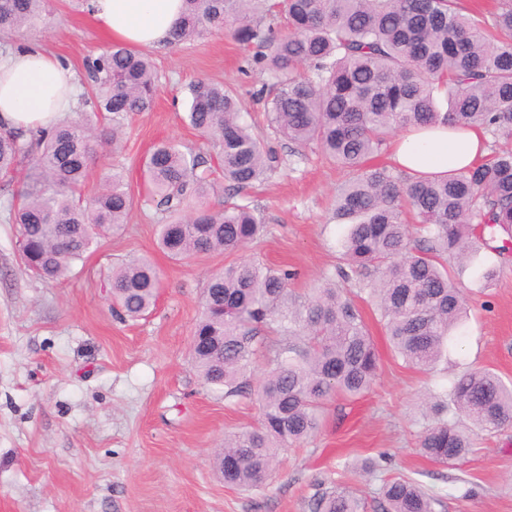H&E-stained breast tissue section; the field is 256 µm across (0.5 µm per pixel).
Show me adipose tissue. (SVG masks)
<instances>
[{"label": "adipose tissue", "mask_w": 512, "mask_h": 512, "mask_svg": "<svg viewBox=\"0 0 512 512\" xmlns=\"http://www.w3.org/2000/svg\"><path fill=\"white\" fill-rule=\"evenodd\" d=\"M91 18L112 41L158 48L181 14L182 0H91ZM79 82L58 57L31 45L0 53V125L48 129L73 112ZM487 154L482 129L410 128L391 144L395 166L418 179L475 166Z\"/></svg>", "instance_id": "obj_1"}]
</instances>
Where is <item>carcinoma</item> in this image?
Returning a JSON list of instances; mask_svg holds the SVG:
<instances>
[{
    "instance_id": "carcinoma-1",
    "label": "carcinoma",
    "mask_w": 512,
    "mask_h": 512,
    "mask_svg": "<svg viewBox=\"0 0 512 512\" xmlns=\"http://www.w3.org/2000/svg\"><path fill=\"white\" fill-rule=\"evenodd\" d=\"M171 43L230 33L274 83L256 93L273 132L313 148L344 169L334 215L345 226L339 274L359 277L357 294L374 306L393 352L420 371L448 356L464 332L467 304L459 279L474 243L512 251V150L441 178L410 181L375 165L391 136L411 126L479 127L512 140V0L490 17L464 14L457 0H183ZM48 0H0V34L42 31ZM283 18L276 37L266 17ZM88 87L78 111L50 130H0V177L19 176L8 220L18 225L19 257L33 276L67 277L99 240L125 230L134 197L124 168L82 185L102 144L117 151L120 120L149 111L157 84L151 57L115 43L84 61ZM235 88L200 78L189 86L185 121L208 150L173 141L151 150L144 176L159 197L157 247L180 261L246 249L264 230L247 204L211 198L219 172L238 192L264 179L271 154L241 120ZM112 133L102 137V123ZM457 261L452 265L450 260ZM293 273L253 259L224 266L205 285L192 361L211 391L231 400L251 394L255 356L267 368L257 387L261 416L224 438L215 468L224 484H267L280 456L316 435L333 397L364 393L379 356L358 307L333 279L297 299ZM157 265L140 257L112 270L113 305L136 319L152 310ZM417 440L429 461L465 458L478 432L512 425V385L488 369L451 379ZM478 432H468L460 421ZM442 501L415 481L383 480L377 512H436ZM361 497L328 474L307 512H364Z\"/></svg>"
}]
</instances>
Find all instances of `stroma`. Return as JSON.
I'll use <instances>...</instances> for the list:
<instances>
[{
	"label": "stroma",
	"instance_id": "obj_1",
	"mask_svg": "<svg viewBox=\"0 0 512 512\" xmlns=\"http://www.w3.org/2000/svg\"><path fill=\"white\" fill-rule=\"evenodd\" d=\"M49 9L47 33L10 39L8 47L40 45L78 72L88 55L109 47L71 0H49ZM151 56L153 109L124 119L121 152L105 153L83 187L95 193L102 169L123 166L134 195L126 229L94 246L66 281H42L21 264L17 228L4 219L17 187L0 181V512H307L315 483L336 468L348 469L346 485L369 501L382 478L400 475L442 496L445 512H512V426L480 435L456 463L421 457L418 398L443 391L449 376L393 357L369 311L379 369L367 393L330 402L317 435L284 453L266 487L224 485L213 450L226 433L253 425L258 407L213 393L191 365L203 288L230 262L255 257L293 270V294H307L337 264L343 228L332 208L346 173L318 154L299 155L268 129L255 99L268 76L230 34L155 48ZM201 76L236 88L245 121L276 156L264 183L240 194L268 233L240 252L174 262L156 247L158 213L143 186V163L163 139L200 146L183 116L187 86ZM142 255L162 273L160 296L149 315L124 321L112 309L106 277ZM479 258L497 264L498 275L487 288L475 284V270L463 275L470 320L464 335L449 340L448 361L512 379V254L499 258L485 248ZM381 454L379 474H357Z\"/></svg>",
	"mask_w": 512,
	"mask_h": 512
}]
</instances>
